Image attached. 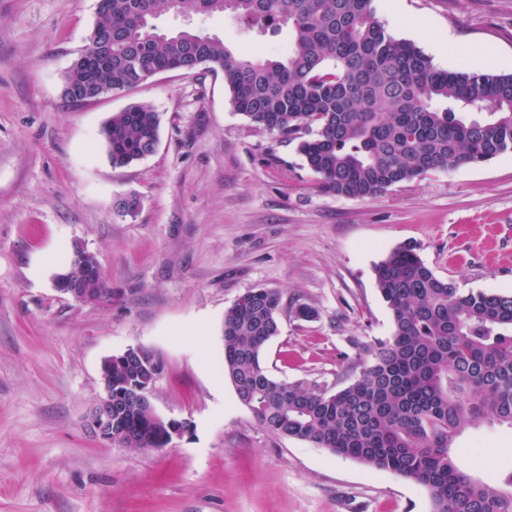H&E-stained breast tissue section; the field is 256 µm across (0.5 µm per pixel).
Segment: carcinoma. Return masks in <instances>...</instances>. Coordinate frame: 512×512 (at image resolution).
I'll return each instance as SVG.
<instances>
[{"instance_id": "carcinoma-1", "label": "carcinoma", "mask_w": 512, "mask_h": 512, "mask_svg": "<svg viewBox=\"0 0 512 512\" xmlns=\"http://www.w3.org/2000/svg\"><path fill=\"white\" fill-rule=\"evenodd\" d=\"M89 40L105 54L97 90L133 89L150 74L220 69L235 111L258 129L299 141L322 191L367 198L426 174L512 152V74L443 71L378 20L372 0H103ZM173 11L231 13L258 35L288 28L283 60L243 57L218 39L151 23ZM159 114L138 103L103 128L112 166L146 157ZM96 255L75 247L64 272ZM391 335L362 349L347 384L331 392L273 379L263 362L279 333L281 293L256 288L224 313V376L257 424L410 480L432 512H512V472L481 479L456 458L455 438L492 419L512 427V294L463 293L406 244L375 266ZM112 376L120 444L164 448L174 424L130 397L139 370Z\"/></svg>"}]
</instances>
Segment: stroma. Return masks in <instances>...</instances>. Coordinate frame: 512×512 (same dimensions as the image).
Returning a JSON list of instances; mask_svg holds the SVG:
<instances>
[{"instance_id": "obj_1", "label": "stroma", "mask_w": 512, "mask_h": 512, "mask_svg": "<svg viewBox=\"0 0 512 512\" xmlns=\"http://www.w3.org/2000/svg\"><path fill=\"white\" fill-rule=\"evenodd\" d=\"M396 38L464 71L484 47L512 58V0H373ZM98 0H0V512H432L414 482L259 426L220 375L224 312L255 288L282 295L263 355L277 380L343 385L363 344L391 334L374 266L413 243L464 291L512 292V154L437 171L365 199L320 191L296 142L236 112L222 71L161 73L84 104L62 95ZM241 54L284 58L287 30L234 15L155 20ZM150 104L155 152L112 167L102 128ZM134 198V215L117 203ZM95 253L108 304L58 295L74 246ZM314 319L296 317L298 305ZM143 346L162 361L152 403L184 431L162 450L100 441L84 419L101 364ZM512 471V427L453 443Z\"/></svg>"}]
</instances>
